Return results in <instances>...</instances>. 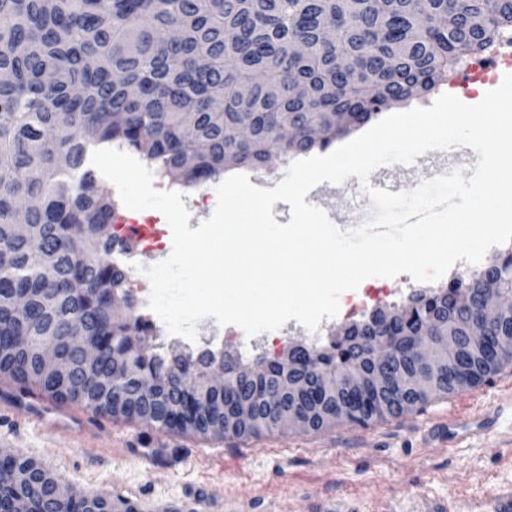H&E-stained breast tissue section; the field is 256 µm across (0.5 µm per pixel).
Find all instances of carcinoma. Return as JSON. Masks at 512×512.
Here are the masks:
<instances>
[{"instance_id":"1","label":"carcinoma","mask_w":512,"mask_h":512,"mask_svg":"<svg viewBox=\"0 0 512 512\" xmlns=\"http://www.w3.org/2000/svg\"><path fill=\"white\" fill-rule=\"evenodd\" d=\"M512 29V0H0V380L114 419L170 431L160 397L175 367L161 353L159 332L138 308L127 322L112 320L127 272L112 263L122 245L110 233L116 202L92 165L94 150L121 147L185 188L218 180L229 169H260L271 150L284 157L324 151L379 119L383 110L419 99L448 80L499 35ZM36 201L29 232H15L16 205ZM87 226L78 239L72 230ZM81 281L84 289L70 287ZM512 288V250L484 268L440 288L413 293L397 305L398 353L393 365L407 379L422 369L410 349L420 327L444 321L463 336L454 360L426 389L406 387L407 402L476 386L512 363V316L492 322V339L464 338L478 316L484 286ZM54 288L58 302L40 297ZM25 300L18 309V300ZM98 337L106 349L133 348L139 380L111 388L83 373L48 372L39 355L14 344L33 336L77 363L75 339ZM315 381L296 402L299 431L338 420L366 425L406 412L395 386L368 381L369 354L356 345L315 344ZM355 372L361 380L340 395L324 385ZM270 381L242 388L257 413L250 423L229 418L233 388L208 402L192 398L181 430L200 435L257 437L275 428ZM37 495L63 496L34 462L0 459L9 484L23 475Z\"/></svg>"}]
</instances>
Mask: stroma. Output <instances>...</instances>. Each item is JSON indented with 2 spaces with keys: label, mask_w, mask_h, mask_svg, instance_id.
Wrapping results in <instances>:
<instances>
[{
  "label": "stroma",
  "mask_w": 512,
  "mask_h": 512,
  "mask_svg": "<svg viewBox=\"0 0 512 512\" xmlns=\"http://www.w3.org/2000/svg\"><path fill=\"white\" fill-rule=\"evenodd\" d=\"M476 153L431 150L415 163L381 167L400 190L469 168ZM306 203L334 220L361 224L371 200L358 180L322 183ZM0 449L33 458L60 483L91 495L126 500L140 512H316L320 503L352 497L359 512H490V500L512 490V364L475 387L436 396L396 418L366 426L337 423L316 432L280 430L241 440L158 432L95 413L84 437L55 434L27 419L32 397L0 383ZM486 412L493 426L477 435L432 440L437 426H457Z\"/></svg>",
  "instance_id": "stroma-1"
}]
</instances>
